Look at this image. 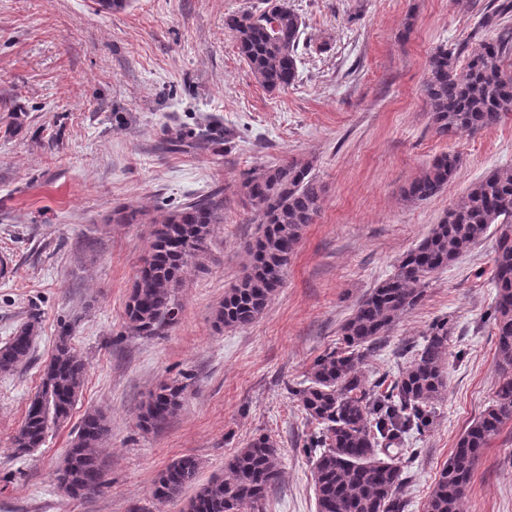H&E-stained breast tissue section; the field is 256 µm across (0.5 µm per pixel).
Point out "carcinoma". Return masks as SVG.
I'll return each instance as SVG.
<instances>
[{
	"label": "carcinoma",
	"mask_w": 512,
	"mask_h": 512,
	"mask_svg": "<svg viewBox=\"0 0 512 512\" xmlns=\"http://www.w3.org/2000/svg\"><path fill=\"white\" fill-rule=\"evenodd\" d=\"M261 10H245L224 20L239 53L257 82L276 92L298 75L304 22L288 0H263ZM512 15V0H493L467 40L478 49L459 58L465 46H438L428 57L424 92L436 133L441 137L492 128L512 114V76L502 69L512 50V30L502 20ZM498 31L497 36L488 33ZM461 165L457 153L436 156L403 189L417 203L440 193ZM314 160L292 159L248 170L241 189L261 218L249 244V265L224 292L214 310V326L245 328L258 320L286 276L303 228L319 214L323 187L312 171ZM224 223V195L219 189L194 199L154 221L150 252L126 303V323L138 336H157L180 313L176 289L185 270L200 265L214 227ZM493 224H502L495 244L491 281L496 288L490 313L499 381L490 406L458 438L424 503V512H460L461 503L483 450L512 422V168L492 171L453 202L445 217L400 260L395 272L373 288L340 328V346L318 357L308 385L296 391L305 411L319 426L309 447L317 512H404L400 456L404 439L433 421L435 402L446 391L448 322L434 321L424 342L409 350L407 365L387 380L369 379L361 370L389 335L396 321L415 308L424 288L463 253L480 242ZM40 323L38 309L0 346V373L27 364ZM72 325L59 326L58 340L43 368L38 391L28 404L14 446L21 453L40 447L48 430L70 417L82 392L86 364L71 343ZM187 385L161 383L141 405L138 425L156 429L181 406ZM110 431L99 411L81 419L55 478L73 499L96 492L104 471L98 448ZM200 461L185 454L167 464L154 482L160 503L181 498L197 485L183 512H250L281 476L280 448L268 435L254 437L226 465L227 475L199 484Z\"/></svg>",
	"instance_id": "1"
}]
</instances>
